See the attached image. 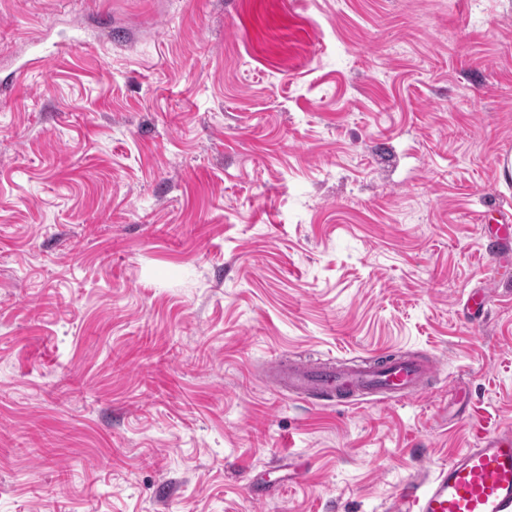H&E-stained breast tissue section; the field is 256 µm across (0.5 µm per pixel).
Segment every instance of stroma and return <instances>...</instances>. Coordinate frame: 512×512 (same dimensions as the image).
<instances>
[{"instance_id": "35a3bbf8", "label": "stroma", "mask_w": 512, "mask_h": 512, "mask_svg": "<svg viewBox=\"0 0 512 512\" xmlns=\"http://www.w3.org/2000/svg\"><path fill=\"white\" fill-rule=\"evenodd\" d=\"M37 40L0 95V512H390L512 429V0H0L1 84ZM385 352L441 373L267 381ZM438 370L434 358L385 353L360 363L333 358L316 364L275 363L270 376L273 387L282 394L361 404L422 396L427 391L426 381Z\"/></svg>"}]
</instances>
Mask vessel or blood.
<instances>
[{"instance_id": "1", "label": "vessel or blood", "mask_w": 512, "mask_h": 512, "mask_svg": "<svg viewBox=\"0 0 512 512\" xmlns=\"http://www.w3.org/2000/svg\"><path fill=\"white\" fill-rule=\"evenodd\" d=\"M438 370L433 358L385 353L360 363L333 358L277 363L271 382L280 393L313 400L395 402L425 394L427 380ZM392 512H512V430L483 434L476 447L407 481L395 495Z\"/></svg>"}]
</instances>
